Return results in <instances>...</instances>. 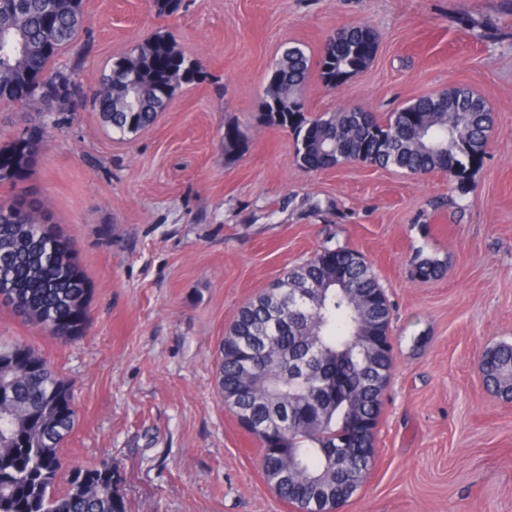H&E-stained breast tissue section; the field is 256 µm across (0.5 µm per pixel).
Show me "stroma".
Segmentation results:
<instances>
[{"mask_svg":"<svg viewBox=\"0 0 512 512\" xmlns=\"http://www.w3.org/2000/svg\"><path fill=\"white\" fill-rule=\"evenodd\" d=\"M350 26L376 33L372 62L337 88L310 75L306 113L383 116L470 88L494 123L468 192L441 171L307 172L293 135L260 123L282 50L319 56ZM158 30L207 77L136 136L89 101L44 119L0 103V146L46 125L24 186L74 241L91 288L88 331L70 344L0 307V342H27L75 385L65 468L112 460L127 512H296L217 389L218 348L245 302L330 241L362 253L385 289L394 359L374 467L340 512H512V400L478 368L512 343V0H189L171 16L147 0H83L56 64L94 88ZM228 124L249 138L234 160ZM420 254L443 274L416 279Z\"/></svg>","mask_w":512,"mask_h":512,"instance_id":"35a3bbf8","label":"stroma"}]
</instances>
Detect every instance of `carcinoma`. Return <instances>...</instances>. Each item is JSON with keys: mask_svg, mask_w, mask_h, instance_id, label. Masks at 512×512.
<instances>
[{"mask_svg": "<svg viewBox=\"0 0 512 512\" xmlns=\"http://www.w3.org/2000/svg\"><path fill=\"white\" fill-rule=\"evenodd\" d=\"M160 16L178 13L183 0H153ZM82 0H0V100L38 112H68L89 97L104 122L122 136L155 121L176 90L205 78L197 62L158 31L118 57L100 85L85 90L74 68L53 61L78 35ZM336 48L317 61L322 82L336 87L339 73L357 74L372 58L357 62L356 46L377 48L367 28L341 30ZM312 67L299 46L287 47L264 91L260 122L295 136L296 161L305 170L347 163L392 167L404 173L443 171L466 190L483 165L492 113L466 87L422 96L378 119L363 109L343 108L309 117L302 89ZM42 126L35 125L0 147V185L14 189L0 209V304L39 327L64 317L54 338L69 342L88 327L90 288L82 272L72 273L59 241L70 242L51 214L31 193L17 190L36 163ZM237 125L224 129V155L246 149ZM444 264L418 256L420 280L442 275ZM391 305L371 265L359 252L326 246L247 301L219 346L217 388L241 422L282 411L291 423L282 430H250L259 441V464L282 500L308 512L349 500L370 475L382 395L393 366L392 351L369 356L355 374L357 415L327 388L325 357L343 349L352 334L366 330L389 337ZM253 370L245 372L244 361ZM487 386L512 398V343H499L481 358ZM75 426L73 387L22 342L0 344V512H126L110 460L69 472L66 490L55 493L62 473L60 448ZM346 448L347 462L336 469L331 449Z\"/></svg>", "mask_w": 512, "mask_h": 512, "instance_id": "cac0c4a2", "label": "carcinoma"}]
</instances>
